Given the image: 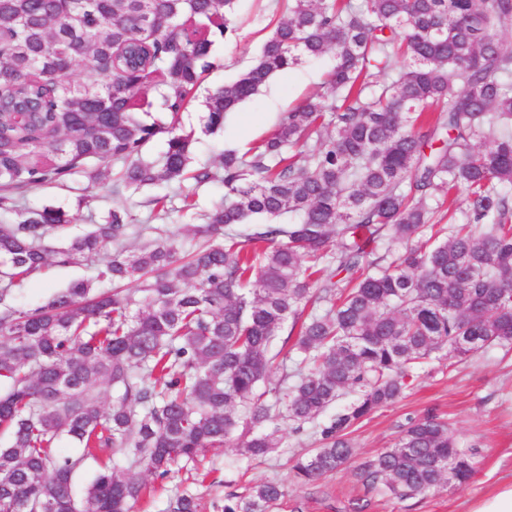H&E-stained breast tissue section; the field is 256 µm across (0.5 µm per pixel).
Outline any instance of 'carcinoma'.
Listing matches in <instances>:
<instances>
[{
  "label": "carcinoma",
  "instance_id": "obj_1",
  "mask_svg": "<svg viewBox=\"0 0 512 512\" xmlns=\"http://www.w3.org/2000/svg\"><path fill=\"white\" fill-rule=\"evenodd\" d=\"M236 2L0 0V512H131L156 491L147 477L210 449L269 456L283 447L280 417L318 426L321 446L292 465L314 484L353 457L349 430L434 355L512 345V0H288L249 69L205 97L203 131L305 57L331 50L335 68L269 137L193 169L178 115L235 34ZM76 65L86 79H67ZM159 134L163 155L144 158ZM78 172L91 188L112 179L115 196L218 181L224 201L189 225L203 240L193 250L158 227L125 249L145 228L123 207L51 249L75 217L22 194ZM440 191L458 195L446 224L431 204ZM250 223L248 250L237 228ZM111 244L93 277L36 308L9 302L51 260L92 265ZM289 321L302 359L290 370L282 358L270 387ZM62 434L81 457L59 452ZM107 448L129 467L102 466L76 496L74 473ZM475 454L427 411L356 475L407 500L465 486ZM286 494L263 481L227 493L222 512H272ZM197 508L185 492L164 512Z\"/></svg>",
  "mask_w": 512,
  "mask_h": 512
}]
</instances>
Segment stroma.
Returning a JSON list of instances; mask_svg holds the SVG:
<instances>
[{
	"label": "stroma",
	"instance_id": "obj_1",
	"mask_svg": "<svg viewBox=\"0 0 512 512\" xmlns=\"http://www.w3.org/2000/svg\"><path fill=\"white\" fill-rule=\"evenodd\" d=\"M287 14L286 0H237L236 34L218 42L214 53L220 67L205 74L193 101L179 116L183 128L196 129L192 146L196 165H213L228 149L243 150L272 134L287 112L295 109L311 92L319 89L335 65L333 54L307 59L276 76L252 100L231 112L220 131L202 133L201 102L207 92L234 81L252 63L276 23ZM193 193L194 210L182 208V193ZM167 196L168 213L159 225L169 236L187 242V225L198 224L203 214L224 198L220 183L194 187L163 184L114 199L108 186L89 188L87 178L74 174L63 184L27 190L24 201L38 207L60 205L76 217L70 234L86 231L102 221L113 202H121L138 223H151L148 199ZM92 266L52 263L31 275L13 290L12 303L30 308L46 303L54 291L71 282L92 276ZM446 418L462 443L476 446L475 470L462 488L447 487L399 501L366 491L355 472L358 463L377 450L391 447L407 417L427 409ZM283 446L263 460L242 458L235 447L207 452L200 467L208 473L205 482L194 480L192 468H185L166 480L167 493L187 488L198 497L199 512H216L228 491H244L251 484L277 479L288 486V496L273 512H353L356 500L367 501L365 512H473L474 507L504 486L512 484V347H492L462 362H453L448 352L425 366L413 389L396 403L378 409L354 427L349 435L354 458L342 470L314 485L291 482L294 455L314 448L318 435L313 425L294 433L288 420L280 422Z\"/></svg>",
	"mask_w": 512,
	"mask_h": 512
}]
</instances>
